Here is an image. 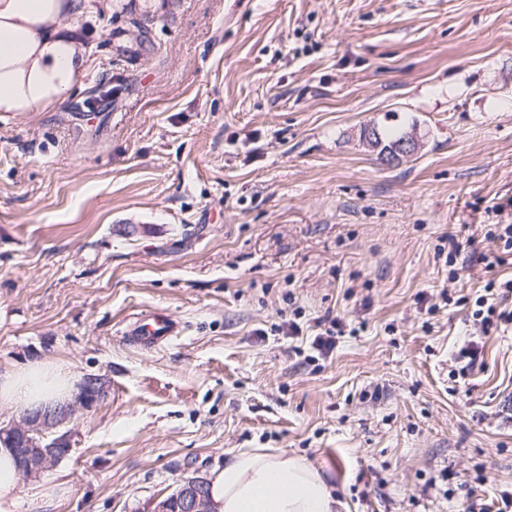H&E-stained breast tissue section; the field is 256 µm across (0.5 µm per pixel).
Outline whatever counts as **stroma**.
Wrapping results in <instances>:
<instances>
[{
    "mask_svg": "<svg viewBox=\"0 0 512 512\" xmlns=\"http://www.w3.org/2000/svg\"><path fill=\"white\" fill-rule=\"evenodd\" d=\"M74 27L82 88L0 115V370L55 359L108 395L22 512H148L254 448L322 466L349 512L512 492V323L449 376L512 276L481 261L512 199V0H88ZM411 124L393 164L361 137ZM154 311L184 335L128 344ZM484 292L486 294L481 295L476 299L475 305L480 308L475 310L472 316L478 317L476 320H479L482 328V335L485 336L488 334L489 327L494 324V317L496 318V321L504 323L512 322V309H497L493 303L488 304V300L490 298L487 297L494 295L505 297L509 293H512V278L500 282L489 280L484 286ZM484 307H486L485 312Z\"/></svg>",
    "mask_w": 512,
    "mask_h": 512,
    "instance_id": "obj_1",
    "label": "stroma"
}]
</instances>
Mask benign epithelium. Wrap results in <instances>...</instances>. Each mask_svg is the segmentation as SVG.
<instances>
[{"label":"benign epithelium","instance_id":"1","mask_svg":"<svg viewBox=\"0 0 512 512\" xmlns=\"http://www.w3.org/2000/svg\"><path fill=\"white\" fill-rule=\"evenodd\" d=\"M106 394L105 381L90 376L74 401L44 412H28L10 426L9 431L22 442V447L16 449L19 473L32 477L56 467L72 451L68 434L60 432L59 428L70 421L77 406L92 407ZM203 485L204 480L197 477L183 481L173 496L155 503L151 512H210Z\"/></svg>","mask_w":512,"mask_h":512}]
</instances>
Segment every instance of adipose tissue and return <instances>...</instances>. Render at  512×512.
<instances>
[{
	"mask_svg": "<svg viewBox=\"0 0 512 512\" xmlns=\"http://www.w3.org/2000/svg\"><path fill=\"white\" fill-rule=\"evenodd\" d=\"M86 0H0V112H47L81 88L88 51L70 20ZM75 376L43 359L0 371V404L35 409L68 399ZM213 512H347L321 467L305 458L245 450L208 477ZM13 448L0 443V512H21Z\"/></svg>",
	"mask_w": 512,
	"mask_h": 512,
	"instance_id": "1",
	"label": "adipose tissue"
}]
</instances>
